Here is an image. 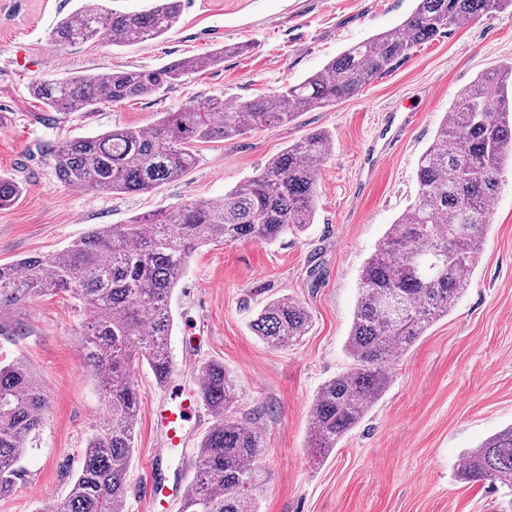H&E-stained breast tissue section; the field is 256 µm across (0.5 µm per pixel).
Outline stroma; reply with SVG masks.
<instances>
[{
	"mask_svg": "<svg viewBox=\"0 0 512 512\" xmlns=\"http://www.w3.org/2000/svg\"><path fill=\"white\" fill-rule=\"evenodd\" d=\"M79 5L0 0V114L7 118L0 127V176L25 189L12 206L0 208V262L61 250L96 225L220 199L289 144L328 132L333 149L320 167L315 221L303 234L271 244L211 241L190 258L171 300L172 376L195 387L210 360L235 376L239 408L253 413L263 440L258 465L266 481L258 512H512V489L457 477L469 450L512 426L511 168L491 209L480 265L454 309L393 366L381 397L336 449L315 460L307 448L319 387L351 363L345 341L362 267L414 202L418 160L460 90L512 61V9L421 44L353 98L279 127L199 145V161L183 178L146 193L112 194L61 184L45 147L115 126L146 127L192 100L220 96L235 106L273 94L395 27L415 0H186L178 25L153 41L52 44L49 31ZM242 42L247 51L182 85L93 112L50 113L27 90L38 77L158 68ZM22 49L32 69L19 64ZM283 295L303 303L312 323L297 345L278 350L250 323ZM86 317L76 300L61 294L0 317V362L23 361L43 380L50 400L17 490L0 500V512H44L64 497L87 441L105 424L104 401L78 351ZM135 376L140 410L126 512H143L148 491L160 481L166 488L156 512H179L212 418L200 409L182 447L150 469L165 440L152 418L167 401L148 368Z\"/></svg>",
	"mask_w": 512,
	"mask_h": 512,
	"instance_id": "stroma-1",
	"label": "stroma"
}]
</instances>
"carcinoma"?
Masks as SVG:
<instances>
[{
    "label": "carcinoma",
    "instance_id": "obj_1",
    "mask_svg": "<svg viewBox=\"0 0 512 512\" xmlns=\"http://www.w3.org/2000/svg\"><path fill=\"white\" fill-rule=\"evenodd\" d=\"M105 2L82 0L77 11L56 23L49 39L58 46L143 43L170 32L184 5V0H146L141 10L122 11ZM508 7L512 0H416L401 24L348 47L299 84L234 108L220 97L191 101L149 128L116 126L61 141L49 148V163L68 187L149 191L189 173L198 162V144L277 127L303 112L333 106L359 94L417 45ZM241 50L239 44L226 45L152 70L39 78L29 90L54 112H92L153 95ZM331 145V135L312 132L215 202L97 226L61 251L0 264V310L65 293L89 313L79 352L97 379L108 420L88 441L68 493L48 512H124L139 404L133 369L147 364L160 384L171 376L169 304L192 252L214 239L269 243L304 232L314 221L318 172ZM511 157L512 62H505L459 92L449 118L419 158L414 203L390 225L363 267L346 341L352 364L317 392L310 410L313 453L334 450L365 417L386 388L390 368L432 323L448 315L469 285L484 251L489 202ZM22 193L18 181L0 177V208ZM310 324L306 307L282 296L260 310L251 328L269 346L286 348L299 342ZM198 396L214 422L199 442L195 479L179 512H257L256 462L263 441L247 417L237 416L239 388L224 364L202 367ZM48 407L44 382L24 363L0 364V498L15 490L20 463L43 428ZM459 478L511 489L512 427L468 452Z\"/></svg>",
    "mask_w": 512,
    "mask_h": 512
}]
</instances>
